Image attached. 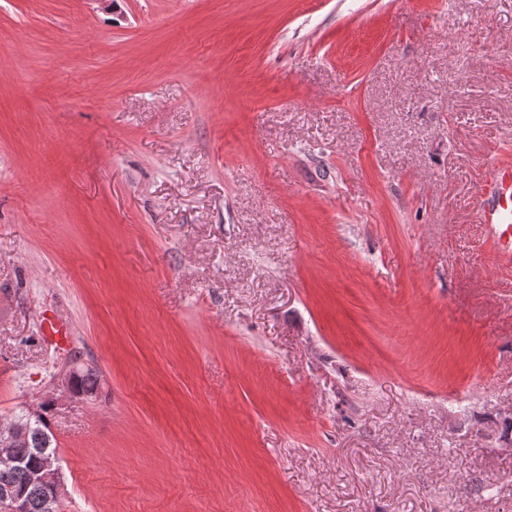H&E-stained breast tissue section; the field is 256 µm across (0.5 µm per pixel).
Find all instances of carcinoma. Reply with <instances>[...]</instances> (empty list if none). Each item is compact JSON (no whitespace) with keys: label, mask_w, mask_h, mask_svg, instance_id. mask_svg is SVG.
<instances>
[{"label":"carcinoma","mask_w":512,"mask_h":512,"mask_svg":"<svg viewBox=\"0 0 512 512\" xmlns=\"http://www.w3.org/2000/svg\"><path fill=\"white\" fill-rule=\"evenodd\" d=\"M99 385L100 377L93 368L85 369L78 381L79 389L87 395L95 394ZM46 413L47 409L44 408L37 415L24 411L17 415V420L29 428L26 442L16 449L22 460V465L11 471L0 470V485L11 484L27 487L28 512H45L44 503L48 498L47 488L28 485V472L30 467L36 463L39 454L42 452L56 454V445H54Z\"/></svg>","instance_id":"carcinoma-1"}]
</instances>
